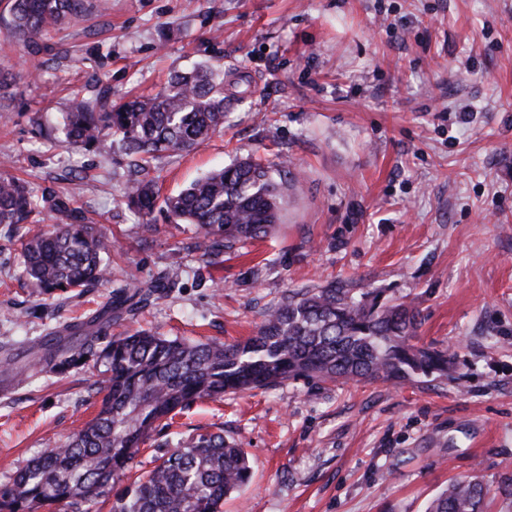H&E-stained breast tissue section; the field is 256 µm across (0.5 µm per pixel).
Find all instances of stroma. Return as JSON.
Segmentation results:
<instances>
[{"instance_id":"obj_1","label":"stroma","mask_w":512,"mask_h":512,"mask_svg":"<svg viewBox=\"0 0 512 512\" xmlns=\"http://www.w3.org/2000/svg\"><path fill=\"white\" fill-rule=\"evenodd\" d=\"M33 44L0 0V162L111 234L109 284L70 299L26 284L0 225V352L90 319L114 287L163 274L172 289L107 333L189 342L252 336L288 291L339 280L413 301L422 343L456 347L450 378L287 381L190 405L132 460L153 466L205 432L240 441L249 484L224 512H425L451 480L512 476V0H110ZM219 61L253 90L224 129L149 172L174 194L239 158L287 162L300 183L261 240L207 259L194 229L124 196L118 142L63 145L73 92L159 90ZM98 367L61 375L0 364V483L91 420Z\"/></svg>"}]
</instances>
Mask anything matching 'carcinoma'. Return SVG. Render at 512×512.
<instances>
[{
    "label": "carcinoma",
    "mask_w": 512,
    "mask_h": 512,
    "mask_svg": "<svg viewBox=\"0 0 512 512\" xmlns=\"http://www.w3.org/2000/svg\"><path fill=\"white\" fill-rule=\"evenodd\" d=\"M85 2L12 0L10 33L33 42L84 12ZM235 100L224 69L211 65L175 73L157 93L124 101L112 100V89L103 85L93 97L73 95L65 138L87 150L121 137L142 172L127 187V205L144 217L159 207L173 223L194 225L192 250L214 258L238 242L270 234L280 221L288 181L244 159L162 198L148 172L158 154L189 150L220 131ZM52 207L67 223L19 238L24 272L40 295L81 296L108 281L105 256L112 238L84 223L63 201ZM44 209L45 200L0 175V225L9 235L21 224L40 222ZM170 287L164 277L120 285L93 320L132 318ZM418 329L414 305L383 302L372 291L336 281L289 291L243 343H184L143 331L109 338L78 323L64 348L42 339L39 360L60 373L82 367L83 357L103 367L96 388L102 395L99 409L64 444L46 449L0 484V512H38L53 505L64 512H90L100 499L110 503L109 512H223L224 498L247 485L251 467L245 450L220 432L158 457L150 471L121 490H114L112 480L161 422L198 399L219 400L300 378L335 383L448 376L457 352L419 342ZM489 498L481 481L460 478L434 497L426 512H488Z\"/></svg>",
    "instance_id": "cac0c4a2"
}]
</instances>
